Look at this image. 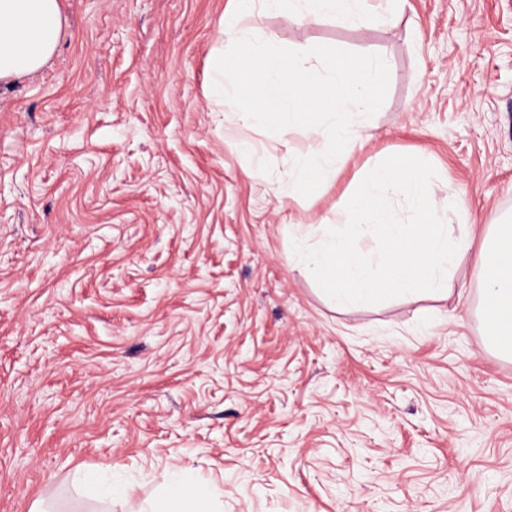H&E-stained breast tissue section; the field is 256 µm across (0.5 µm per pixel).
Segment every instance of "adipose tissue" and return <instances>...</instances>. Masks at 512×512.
I'll list each match as a JSON object with an SVG mask.
<instances>
[{
	"mask_svg": "<svg viewBox=\"0 0 512 512\" xmlns=\"http://www.w3.org/2000/svg\"><path fill=\"white\" fill-rule=\"evenodd\" d=\"M59 0H0V83L39 71L59 45ZM480 318L487 348L512 360V221L489 225L479 249ZM207 484L168 479L147 512H210Z\"/></svg>",
	"mask_w": 512,
	"mask_h": 512,
	"instance_id": "1",
	"label": "adipose tissue"
}]
</instances>
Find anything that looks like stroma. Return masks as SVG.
Here are the masks:
<instances>
[{"instance_id":"obj_1","label":"stroma","mask_w":512,"mask_h":512,"mask_svg":"<svg viewBox=\"0 0 512 512\" xmlns=\"http://www.w3.org/2000/svg\"><path fill=\"white\" fill-rule=\"evenodd\" d=\"M60 3L54 56L0 84V512H92L84 473L143 512L175 468L220 512H512V361L484 345L477 249L448 299L352 310L288 263L289 225L346 223L394 154L434 166L440 216L464 197L455 233L512 215V0L264 17L271 44L389 66L372 139L284 201L311 140L210 97L231 0Z\"/></svg>"}]
</instances>
